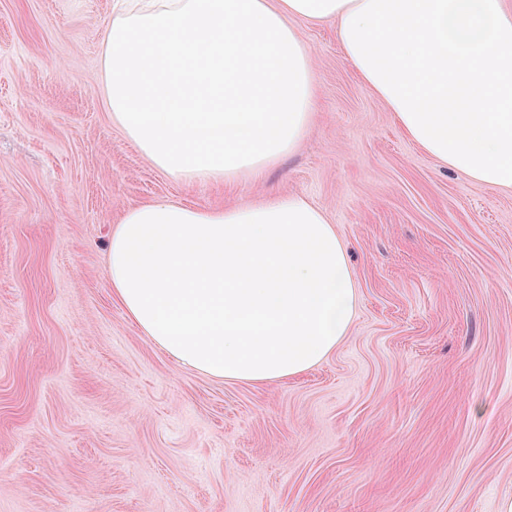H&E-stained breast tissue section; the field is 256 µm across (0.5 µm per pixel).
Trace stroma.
<instances>
[{
  "mask_svg": "<svg viewBox=\"0 0 512 512\" xmlns=\"http://www.w3.org/2000/svg\"><path fill=\"white\" fill-rule=\"evenodd\" d=\"M115 0H0V512H501L512 499V189L424 152L300 26V144L232 184L168 177L112 121ZM305 198L345 250L350 330L302 375L178 366L112 298L108 232L157 198Z\"/></svg>",
  "mask_w": 512,
  "mask_h": 512,
  "instance_id": "stroma-1",
  "label": "stroma"
}]
</instances>
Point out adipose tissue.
I'll return each instance as SVG.
<instances>
[{
    "mask_svg": "<svg viewBox=\"0 0 512 512\" xmlns=\"http://www.w3.org/2000/svg\"><path fill=\"white\" fill-rule=\"evenodd\" d=\"M335 21L345 59L423 151L512 187L505 0H119L102 68L112 120L163 174L231 182L274 165L313 120L299 24ZM113 298L179 365L219 380L300 375L346 336L355 286L322 210L298 196L124 210Z\"/></svg>",
    "mask_w": 512,
    "mask_h": 512,
    "instance_id": "1",
    "label": "adipose tissue"
}]
</instances>
